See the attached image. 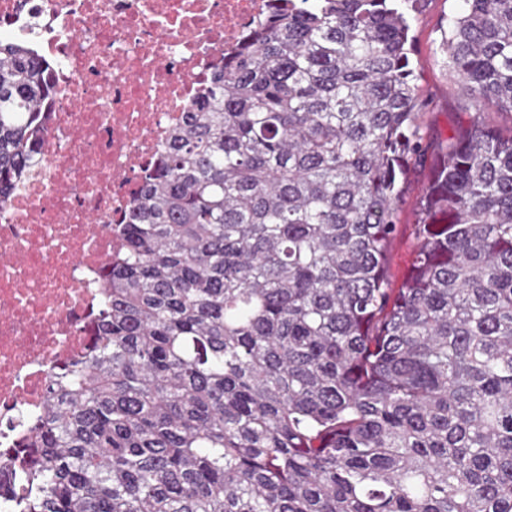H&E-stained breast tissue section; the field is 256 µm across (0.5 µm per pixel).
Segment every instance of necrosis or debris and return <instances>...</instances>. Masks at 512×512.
I'll list each match as a JSON object with an SVG mask.
<instances>
[{
  "label": "necrosis or debris",
  "mask_w": 512,
  "mask_h": 512,
  "mask_svg": "<svg viewBox=\"0 0 512 512\" xmlns=\"http://www.w3.org/2000/svg\"><path fill=\"white\" fill-rule=\"evenodd\" d=\"M270 0H0V39L53 59L56 97L0 204V475L47 372L85 353L116 229L170 128Z\"/></svg>",
  "instance_id": "1"
}]
</instances>
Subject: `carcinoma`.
<instances>
[{"label": "carcinoma", "instance_id": "carcinoma-1", "mask_svg": "<svg viewBox=\"0 0 512 512\" xmlns=\"http://www.w3.org/2000/svg\"><path fill=\"white\" fill-rule=\"evenodd\" d=\"M410 0H273L122 222L92 347L54 367L12 512H512V0L442 34L477 108L425 158ZM0 42V202L55 97ZM431 177L430 157L426 163H411L407 172L398 211V233L388 253V275L391 288H398L409 266L415 244V214Z\"/></svg>", "mask_w": 512, "mask_h": 512}]
</instances>
